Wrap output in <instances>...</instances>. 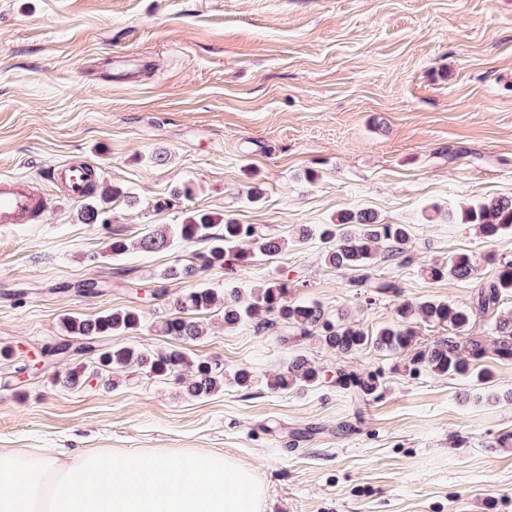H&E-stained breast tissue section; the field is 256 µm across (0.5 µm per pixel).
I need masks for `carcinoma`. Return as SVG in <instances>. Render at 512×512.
<instances>
[{
  "label": "carcinoma",
  "instance_id": "obj_1",
  "mask_svg": "<svg viewBox=\"0 0 512 512\" xmlns=\"http://www.w3.org/2000/svg\"><path fill=\"white\" fill-rule=\"evenodd\" d=\"M448 221L478 226L484 238L493 240L512 228V197H499L472 205L460 214L448 215ZM222 225L217 232L215 227ZM316 235L325 244L323 260L338 271L351 273L348 285L352 288H373L377 297L397 295L399 283L373 276L377 267L397 263L408 265L409 230L404 224H386L368 209L340 213L329 224L299 229V241ZM179 239L195 251L185 262H177L164 273L165 280H188L212 268L226 264L245 266L257 254L275 256L288 247L282 237L261 235L251 224L222 220L210 213L195 211L181 224L153 226L143 232L135 243L144 252H157ZM497 271L488 279H480L477 259L467 253H457L445 263L435 262L424 270L433 281L452 278L462 282L479 283L475 305L457 306L432 298L404 301L394 311V317L369 334L340 315H333L318 303L288 304L291 281L278 278L249 289L248 300H242L240 290L232 288H194L176 302L179 315L162 321L159 330L185 344L196 342L206 335L195 313H205L219 306L223 310L224 327L236 328L253 323L258 329L278 324L297 338L316 339L323 346L347 357L367 349L387 353L404 361L412 376L423 372L449 378L476 375L482 382L490 377L486 369L476 370L486 354V341L481 336L467 337V353H462L458 342L440 339L421 347L416 346L413 324H443L458 334L468 331L480 315L492 313L503 297L512 294V260L495 262ZM142 315L136 309L114 310L94 317L69 316L64 328L70 337L58 347L61 354L87 356V361L68 371L60 383L78 388L91 378L115 385L112 370L137 366L153 378H162L179 371L190 373L187 391L194 397L207 396L224 387V366L213 360L190 359L178 350L149 353L132 346L103 347L100 339L112 336H130L138 331ZM496 355L502 361H512V311L494 318ZM324 371L315 367L304 354H296L288 361L284 372L273 381L275 389H295L322 382ZM381 373L368 372L363 376L336 369V385L344 390H356L366 396L378 391Z\"/></svg>",
  "mask_w": 512,
  "mask_h": 512
}]
</instances>
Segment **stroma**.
Segmentation results:
<instances>
[{
    "label": "stroma",
    "instance_id": "35a3bbf8",
    "mask_svg": "<svg viewBox=\"0 0 512 512\" xmlns=\"http://www.w3.org/2000/svg\"><path fill=\"white\" fill-rule=\"evenodd\" d=\"M130 54L111 63L113 52ZM90 162L100 185L123 190L98 223L77 214L52 179ZM0 178L43 189L52 204L26 224L0 225V448H153L219 452L251 465L263 512H512V362L488 355L489 382L409 376L366 350L343 359L280 329L225 328L185 345L193 358L241 365L250 387L204 398L183 378L137 367L113 387L68 388L80 356L54 355L70 315L135 308L125 345L173 348L156 325L200 287L249 290L281 276L293 303L345 312L366 332L400 299L472 305L477 283L429 280L453 252L512 259V232L488 242L476 226L428 223L434 212L512 196V0H0ZM191 185V196L175 189ZM264 191L247 200L251 188ZM370 209L409 230L410 265L381 267L401 296L365 304L349 273L326 267L297 228ZM203 210L289 238L277 256L214 268L187 281L164 271L167 249L109 256L112 236L182 223ZM101 282L100 295L76 290ZM298 351L325 370L379 369L378 397L335 378L269 388Z\"/></svg>",
    "mask_w": 512,
    "mask_h": 512
}]
</instances>
